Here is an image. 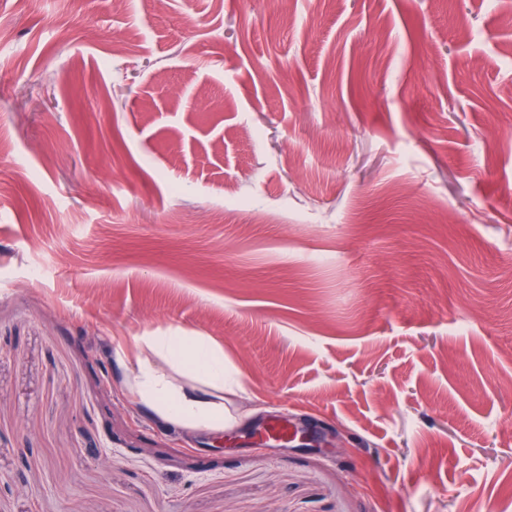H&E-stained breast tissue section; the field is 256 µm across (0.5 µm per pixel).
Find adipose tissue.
<instances>
[{
	"label": "adipose tissue",
	"instance_id": "adipose-tissue-1",
	"mask_svg": "<svg viewBox=\"0 0 512 512\" xmlns=\"http://www.w3.org/2000/svg\"><path fill=\"white\" fill-rule=\"evenodd\" d=\"M135 342L149 352L148 358L139 360L132 381L141 405L190 430L220 432L237 425V416L225 412L223 401L216 397L217 391L233 382L220 347L205 337L185 336L176 329L139 336ZM159 358L165 361V368L156 367ZM175 372L191 374L194 384H176L171 378Z\"/></svg>",
	"mask_w": 512,
	"mask_h": 512
}]
</instances>
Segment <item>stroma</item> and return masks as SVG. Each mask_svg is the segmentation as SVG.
<instances>
[{"instance_id":"35a3bbf8","label":"stroma","mask_w":512,"mask_h":512,"mask_svg":"<svg viewBox=\"0 0 512 512\" xmlns=\"http://www.w3.org/2000/svg\"><path fill=\"white\" fill-rule=\"evenodd\" d=\"M170 327L239 375L232 447L135 401L133 339ZM282 413L338 437L257 443ZM490 499L512 0H0V512Z\"/></svg>"}]
</instances>
